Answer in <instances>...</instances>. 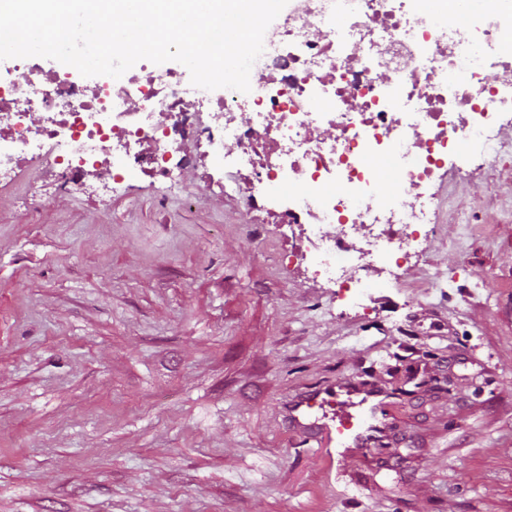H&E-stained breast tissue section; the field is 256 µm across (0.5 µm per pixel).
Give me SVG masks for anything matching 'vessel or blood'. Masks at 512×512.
Segmentation results:
<instances>
[{"instance_id":"vessel-or-blood-1","label":"vessel or blood","mask_w":512,"mask_h":512,"mask_svg":"<svg viewBox=\"0 0 512 512\" xmlns=\"http://www.w3.org/2000/svg\"><path fill=\"white\" fill-rule=\"evenodd\" d=\"M390 401L384 392L342 380L297 399L288 407L287 418L308 437L334 434L360 450L386 435L383 417Z\"/></svg>"}]
</instances>
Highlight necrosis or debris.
<instances>
[{"instance_id":"obj_1","label":"necrosis or debris","mask_w":512,"mask_h":512,"mask_svg":"<svg viewBox=\"0 0 512 512\" xmlns=\"http://www.w3.org/2000/svg\"><path fill=\"white\" fill-rule=\"evenodd\" d=\"M467 22H460L461 14ZM251 90L200 95L141 61L85 83L15 60L0 82V183L28 161L57 188L110 202L130 171L183 186L186 143L238 195L287 225L313 278L360 300L438 231L432 183L512 144V5L487 0H290Z\"/></svg>"}]
</instances>
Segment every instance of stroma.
<instances>
[{
  "instance_id": "35a3bbf8",
  "label": "stroma",
  "mask_w": 512,
  "mask_h": 512,
  "mask_svg": "<svg viewBox=\"0 0 512 512\" xmlns=\"http://www.w3.org/2000/svg\"><path fill=\"white\" fill-rule=\"evenodd\" d=\"M201 172L0 185V512H512V150L364 309ZM345 378L394 395L364 451L285 418Z\"/></svg>"
}]
</instances>
